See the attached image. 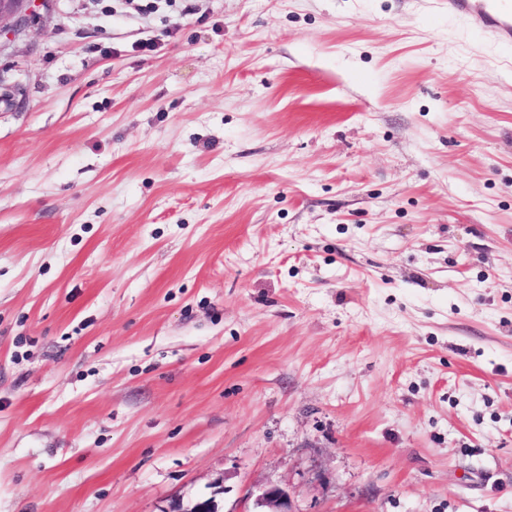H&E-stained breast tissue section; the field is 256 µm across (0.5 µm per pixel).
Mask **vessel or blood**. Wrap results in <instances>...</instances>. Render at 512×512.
Instances as JSON below:
<instances>
[{"label": "vessel or blood", "instance_id": "vessel-or-blood-1", "mask_svg": "<svg viewBox=\"0 0 512 512\" xmlns=\"http://www.w3.org/2000/svg\"><path fill=\"white\" fill-rule=\"evenodd\" d=\"M449 18L499 48L512 46V0H446Z\"/></svg>", "mask_w": 512, "mask_h": 512}]
</instances>
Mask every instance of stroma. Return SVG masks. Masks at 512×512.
<instances>
[{
	"label": "stroma",
	"mask_w": 512,
	"mask_h": 512,
	"mask_svg": "<svg viewBox=\"0 0 512 512\" xmlns=\"http://www.w3.org/2000/svg\"><path fill=\"white\" fill-rule=\"evenodd\" d=\"M443 0H50L0 51V512H512V72ZM255 501L257 506L269 509L261 512H294L288 494L276 486L262 488Z\"/></svg>",
	"instance_id": "stroma-1"
}]
</instances>
